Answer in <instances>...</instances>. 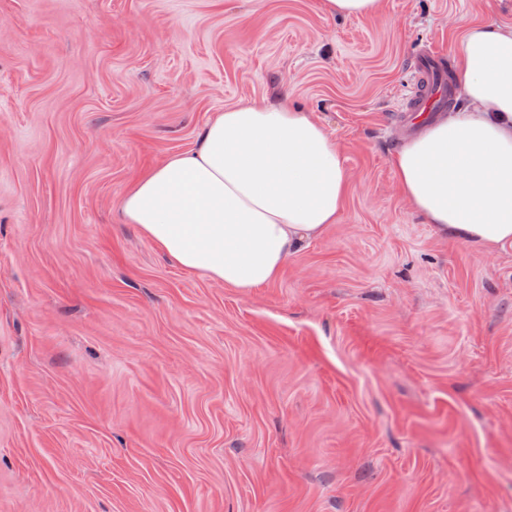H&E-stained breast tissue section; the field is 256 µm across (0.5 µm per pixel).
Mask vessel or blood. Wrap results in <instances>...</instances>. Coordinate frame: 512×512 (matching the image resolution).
<instances>
[{"instance_id":"obj_1","label":"vessel or blood","mask_w":512,"mask_h":512,"mask_svg":"<svg viewBox=\"0 0 512 512\" xmlns=\"http://www.w3.org/2000/svg\"><path fill=\"white\" fill-rule=\"evenodd\" d=\"M417 79L401 106L412 120H421L430 113L455 104V89L448 80L444 65L437 59L424 55L416 64Z\"/></svg>"}]
</instances>
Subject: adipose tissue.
I'll list each match as a JSON object with an SVG mask.
<instances>
[{
  "label": "adipose tissue",
  "instance_id": "1",
  "mask_svg": "<svg viewBox=\"0 0 512 512\" xmlns=\"http://www.w3.org/2000/svg\"><path fill=\"white\" fill-rule=\"evenodd\" d=\"M453 54L466 108L423 120L391 165L424 223L493 254L512 248V24L468 26ZM350 183L312 112L253 100L215 113L195 149L140 176L121 213L180 267L248 292L338 223Z\"/></svg>",
  "mask_w": 512,
  "mask_h": 512
}]
</instances>
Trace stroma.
Masks as SVG:
<instances>
[{"instance_id": "35a3bbf8", "label": "stroma", "mask_w": 512, "mask_h": 512, "mask_svg": "<svg viewBox=\"0 0 512 512\" xmlns=\"http://www.w3.org/2000/svg\"><path fill=\"white\" fill-rule=\"evenodd\" d=\"M0 0V512H512V248L438 238L391 158L413 62L512 0ZM314 112L337 224L243 293L124 223L246 100ZM323 8L332 15L371 16L381 10L382 0H323Z\"/></svg>"}]
</instances>
